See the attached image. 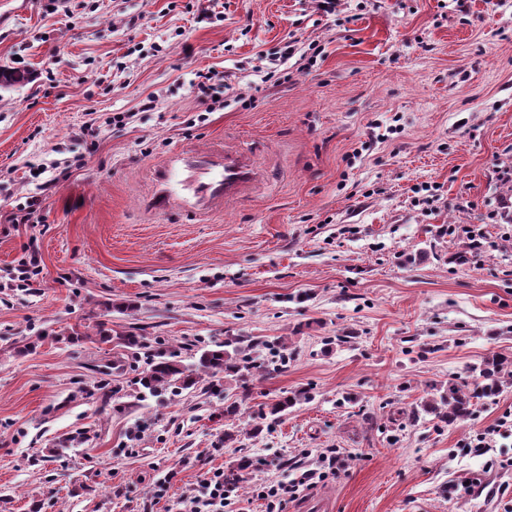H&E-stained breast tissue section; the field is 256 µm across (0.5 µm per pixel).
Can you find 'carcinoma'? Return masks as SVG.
<instances>
[{
  "label": "carcinoma",
  "mask_w": 512,
  "mask_h": 512,
  "mask_svg": "<svg viewBox=\"0 0 512 512\" xmlns=\"http://www.w3.org/2000/svg\"><path fill=\"white\" fill-rule=\"evenodd\" d=\"M98 340L101 343H116L120 347L138 349L143 346L142 337L134 334L112 335V330L100 324ZM239 338H227L211 348L201 350L195 364L187 366L162 352L150 356L148 365L140 377L141 393L153 394L159 390L172 389L179 394L184 390L197 387L201 374L211 377L224 374L247 383L253 376L252 366L248 364L246 349ZM512 384V362L507 358L492 354L485 358L479 376L472 384L450 381L440 394L439 399L426 404V411L433 414L437 423L448 425L469 419L474 406L480 400H495L503 387ZM311 399L306 389L291 391L271 404L261 408L259 422L252 428V435L262 432L263 428L280 421L288 414V409ZM251 466L248 458L242 457L230 463L224 471V481L233 484L241 481L242 475Z\"/></svg>",
  "instance_id": "1"
}]
</instances>
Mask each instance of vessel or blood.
<instances>
[{
  "label": "vessel or blood",
  "instance_id": "b4317fda",
  "mask_svg": "<svg viewBox=\"0 0 512 512\" xmlns=\"http://www.w3.org/2000/svg\"><path fill=\"white\" fill-rule=\"evenodd\" d=\"M259 178L255 157L214 143L165 154L157 162L144 206L162 216L180 211L191 218L222 214L247 198Z\"/></svg>",
  "mask_w": 512,
  "mask_h": 512
}]
</instances>
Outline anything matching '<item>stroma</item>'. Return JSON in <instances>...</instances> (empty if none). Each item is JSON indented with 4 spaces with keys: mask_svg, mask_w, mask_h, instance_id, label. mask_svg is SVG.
<instances>
[{
    "mask_svg": "<svg viewBox=\"0 0 512 512\" xmlns=\"http://www.w3.org/2000/svg\"><path fill=\"white\" fill-rule=\"evenodd\" d=\"M334 2L0 0V67L26 76L0 89V282L29 243L42 268L0 291V512H184L243 455L234 507L265 512L262 487L329 448L283 512H505L512 429L471 441L512 386L466 421L407 415L512 358V0ZM207 71L229 86L212 112ZM215 141L259 162L251 196L202 222L143 209L162 155ZM449 224L483 250L460 261ZM103 322L187 364L253 340L268 374L143 398L145 350L99 343ZM311 399L310 392L306 389L291 391L283 396H280L275 402L264 405L259 411V422L252 428V436L258 435L262 432L264 426L268 427L271 423L279 422L284 416L288 414V409L294 407L296 404Z\"/></svg>",
    "mask_w": 512,
    "mask_h": 512,
    "instance_id": "stroma-1",
    "label": "stroma"
}]
</instances>
